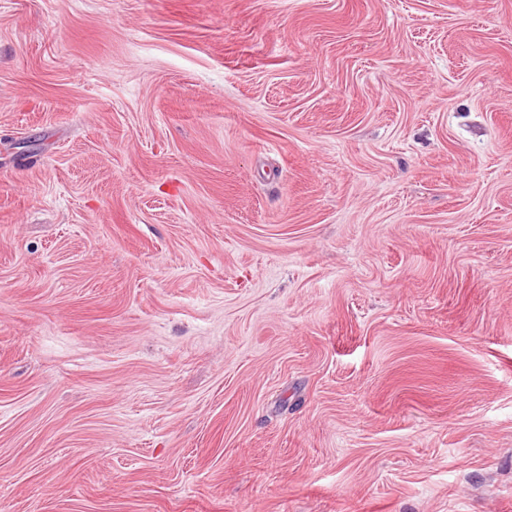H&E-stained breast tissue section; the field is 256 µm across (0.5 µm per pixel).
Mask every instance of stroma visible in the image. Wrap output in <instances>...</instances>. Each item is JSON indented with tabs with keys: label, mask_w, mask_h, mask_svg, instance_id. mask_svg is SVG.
<instances>
[{
	"label": "stroma",
	"mask_w": 512,
	"mask_h": 512,
	"mask_svg": "<svg viewBox=\"0 0 512 512\" xmlns=\"http://www.w3.org/2000/svg\"><path fill=\"white\" fill-rule=\"evenodd\" d=\"M0 512H512V0H0Z\"/></svg>",
	"instance_id": "1"
}]
</instances>
